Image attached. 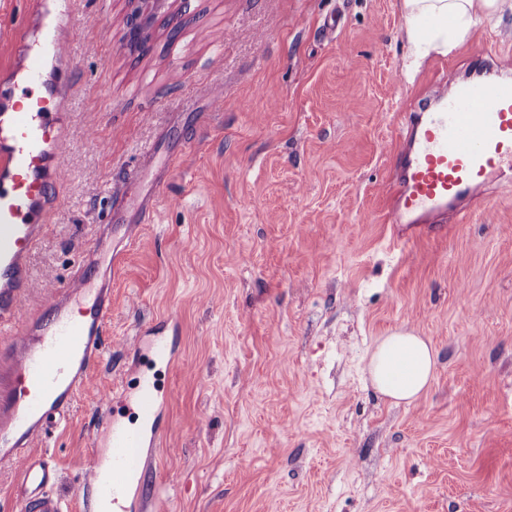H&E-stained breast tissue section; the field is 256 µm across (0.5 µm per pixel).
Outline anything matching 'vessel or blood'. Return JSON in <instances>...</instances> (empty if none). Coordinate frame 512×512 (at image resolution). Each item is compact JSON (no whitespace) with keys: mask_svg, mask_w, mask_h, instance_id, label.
<instances>
[{"mask_svg":"<svg viewBox=\"0 0 512 512\" xmlns=\"http://www.w3.org/2000/svg\"><path fill=\"white\" fill-rule=\"evenodd\" d=\"M73 0H37L33 27L43 40L15 34L19 63L0 80V464L15 466L23 512H64L52 493L57 471L35 457L36 442L67 418L78 393L93 382L112 313V278L127 247L152 223L175 153L150 155L113 192L107 220L67 284L52 289L44 309L19 318L35 283L28 258L45 231L60 181L64 80L51 64L62 56ZM487 77L432 86L400 134L401 162L387 221L417 235L445 220L463 222L468 202L490 187L489 174L512 179V60L487 51ZM167 395L141 375L128 417L113 420L108 454L89 452L73 497L98 512H139L135 496L145 450L157 445L156 419Z\"/></svg>","mask_w":512,"mask_h":512,"instance_id":"b4317fda","label":"vessel or blood"}]
</instances>
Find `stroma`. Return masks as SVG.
<instances>
[{
  "mask_svg": "<svg viewBox=\"0 0 512 512\" xmlns=\"http://www.w3.org/2000/svg\"><path fill=\"white\" fill-rule=\"evenodd\" d=\"M136 7L75 0L62 177L21 316L64 285L128 171L193 144L122 257L93 384L33 449L67 512H86L69 488L100 397L159 322L173 396L146 512H512V183L401 248L384 218L416 101L487 44L512 57V15L409 76L401 0H161L140 46ZM399 327L438 352L410 405L363 374Z\"/></svg>",
  "mask_w": 512,
  "mask_h": 512,
  "instance_id": "35a3bbf8",
  "label": "stroma"
}]
</instances>
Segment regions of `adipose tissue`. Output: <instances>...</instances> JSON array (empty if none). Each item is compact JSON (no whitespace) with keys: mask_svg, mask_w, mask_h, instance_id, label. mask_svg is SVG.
<instances>
[{"mask_svg":"<svg viewBox=\"0 0 512 512\" xmlns=\"http://www.w3.org/2000/svg\"><path fill=\"white\" fill-rule=\"evenodd\" d=\"M402 9L405 35L414 46L408 66L415 69L430 53L456 48L482 19L512 13V0H402ZM436 369L432 343L399 328L371 347L363 373L382 397L410 404L429 389Z\"/></svg>","mask_w":512,"mask_h":512,"instance_id":"ef3b65f1","label":"adipose tissue"}]
</instances>
